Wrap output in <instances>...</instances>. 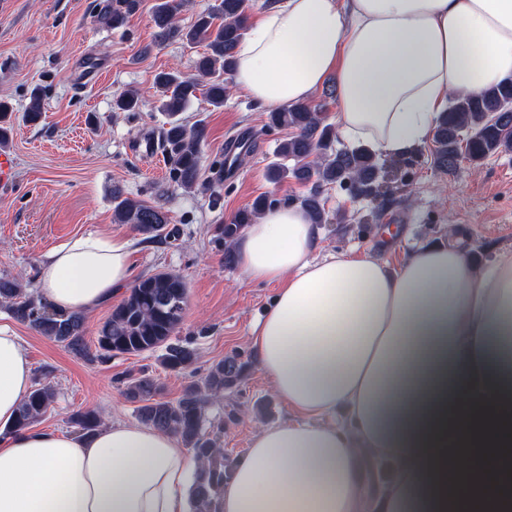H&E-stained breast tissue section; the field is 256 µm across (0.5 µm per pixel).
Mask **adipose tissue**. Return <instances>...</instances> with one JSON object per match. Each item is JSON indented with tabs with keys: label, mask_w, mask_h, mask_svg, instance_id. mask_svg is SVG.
<instances>
[{
	"label": "adipose tissue",
	"mask_w": 512,
	"mask_h": 512,
	"mask_svg": "<svg viewBox=\"0 0 512 512\" xmlns=\"http://www.w3.org/2000/svg\"><path fill=\"white\" fill-rule=\"evenodd\" d=\"M336 128L395 159L416 154L451 97L512 78V0H273L238 49L232 86L260 107L308 102L327 80ZM297 203L235 242L277 284L253 326L291 420L260 429L223 512H512V250L483 268L455 243L397 271L319 253ZM131 238L88 233L38 269V294L84 313L130 280ZM33 385L0 325V512H188L191 463L169 433L116 421L93 436L9 427Z\"/></svg>",
	"instance_id": "adipose-tissue-1"
}]
</instances>
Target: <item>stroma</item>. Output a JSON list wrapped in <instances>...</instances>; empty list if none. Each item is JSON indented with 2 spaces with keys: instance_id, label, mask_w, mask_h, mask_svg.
Segmentation results:
<instances>
[{
  "instance_id": "obj_1",
  "label": "stroma",
  "mask_w": 512,
  "mask_h": 512,
  "mask_svg": "<svg viewBox=\"0 0 512 512\" xmlns=\"http://www.w3.org/2000/svg\"><path fill=\"white\" fill-rule=\"evenodd\" d=\"M103 0H0V101L23 112L33 87L43 91L39 123L16 122L7 147L16 160L12 181L0 185V275L18 277L35 293L38 264L54 248L89 232L123 234L133 241V277L158 271L182 275L188 305L179 337L198 352V370L230 354L248 361L247 378L208 411L223 420L224 452L239 459L259 426L284 422L289 413L274 394L250 345L252 323L274 298V285L250 280L240 268L224 265V246L215 225L230 221L262 195L282 201L307 193L306 185L267 177L277 162L278 144L288 130L271 126L269 113L248 97L230 92L223 107L198 96L182 114L187 128L203 127V168L195 188L169 180L162 154L135 152L142 133L163 129L166 115L154 95L160 71L195 76L205 44L178 40L157 43L152 23L155 0H141L124 25L112 29L99 16ZM106 65L107 76L78 88L75 79L88 64ZM136 91L140 107L114 110L118 94ZM251 145L238 150L239 176L224 179V148L237 134ZM424 144L403 166L398 189L371 198L338 186L323 193L327 221L321 252L357 250L398 269L416 248L455 237L483 267L501 250L512 249V153L487 157L480 167L460 160L444 172L431 163ZM142 203L162 207L177 238L143 240L113 215V189ZM0 324L21 336L34 378L51 383L56 399L39 425L72 431L69 418L88 409L104 423L136 422L134 404L123 395L122 375L149 370L166 399H177L189 377L164 369L157 354H123L108 362L89 361L14 320L0 307Z\"/></svg>"
}]
</instances>
